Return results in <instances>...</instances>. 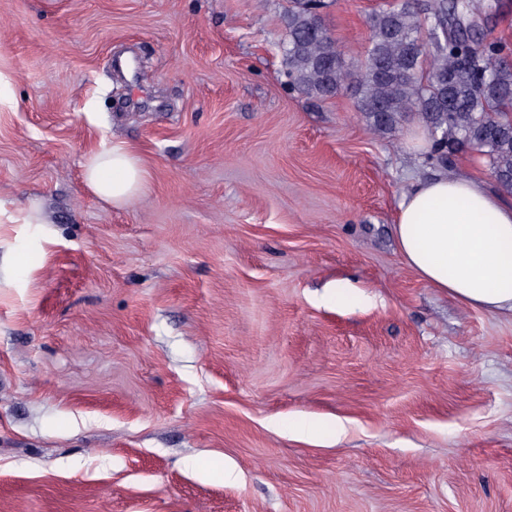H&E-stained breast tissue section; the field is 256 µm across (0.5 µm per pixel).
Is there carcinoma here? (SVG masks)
Instances as JSON below:
<instances>
[{
    "mask_svg": "<svg viewBox=\"0 0 512 512\" xmlns=\"http://www.w3.org/2000/svg\"><path fill=\"white\" fill-rule=\"evenodd\" d=\"M321 0H289L283 62L291 87L315 99L354 89L370 128L385 135L410 113L425 123L427 160L442 167L478 151L512 194V50L472 32L484 0H393L371 15L364 60L346 63L320 14Z\"/></svg>",
    "mask_w": 512,
    "mask_h": 512,
    "instance_id": "obj_1",
    "label": "carcinoma"
}]
</instances>
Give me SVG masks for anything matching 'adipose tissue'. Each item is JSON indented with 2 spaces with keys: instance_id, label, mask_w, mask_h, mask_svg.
I'll return each mask as SVG.
<instances>
[{
  "instance_id": "adipose-tissue-1",
  "label": "adipose tissue",
  "mask_w": 512,
  "mask_h": 512,
  "mask_svg": "<svg viewBox=\"0 0 512 512\" xmlns=\"http://www.w3.org/2000/svg\"><path fill=\"white\" fill-rule=\"evenodd\" d=\"M86 187L122 207L144 189L135 149L113 143L83 163ZM393 233L403 262L464 306L512 314V202L478 177L436 173L417 180L398 203Z\"/></svg>"
}]
</instances>
